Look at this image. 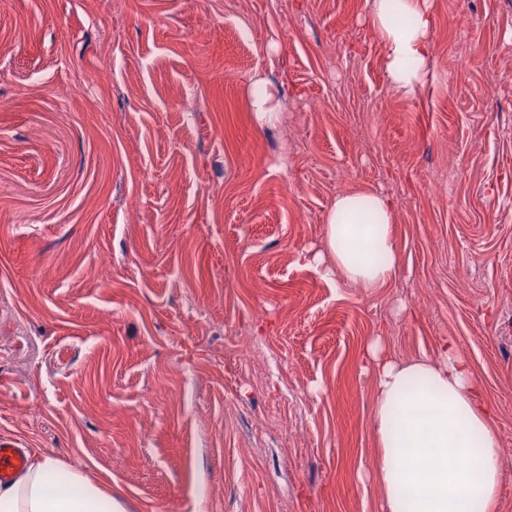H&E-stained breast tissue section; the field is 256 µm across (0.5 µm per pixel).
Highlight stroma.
<instances>
[{"mask_svg":"<svg viewBox=\"0 0 512 512\" xmlns=\"http://www.w3.org/2000/svg\"><path fill=\"white\" fill-rule=\"evenodd\" d=\"M430 10L407 98L365 0H0V437L127 512H376L364 347L449 335L512 512V0ZM354 182L397 202L369 297L321 262ZM249 107L261 126H273L279 121V106L274 102L267 80L260 75L251 81Z\"/></svg>","mask_w":512,"mask_h":512,"instance_id":"obj_1","label":"stroma"}]
</instances>
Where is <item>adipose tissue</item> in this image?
Instances as JSON below:
<instances>
[{
    "label": "adipose tissue",
    "mask_w": 512,
    "mask_h": 512,
    "mask_svg": "<svg viewBox=\"0 0 512 512\" xmlns=\"http://www.w3.org/2000/svg\"><path fill=\"white\" fill-rule=\"evenodd\" d=\"M371 25L384 45L390 87L411 96L427 83L433 17L428 0H370ZM395 204L354 184L327 216L326 250L337 278L371 295L390 287L400 267ZM374 378L371 432L379 448L378 512H498L503 459L496 408L454 337L435 354L402 359L382 337L365 348ZM0 512H126L89 471L32 452L0 485Z\"/></svg>",
    "instance_id": "obj_1"
}]
</instances>
